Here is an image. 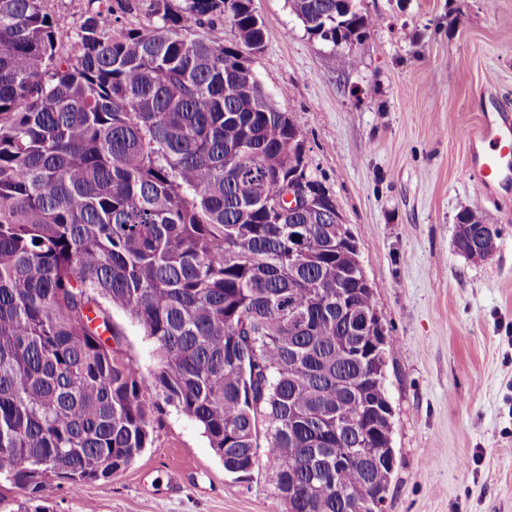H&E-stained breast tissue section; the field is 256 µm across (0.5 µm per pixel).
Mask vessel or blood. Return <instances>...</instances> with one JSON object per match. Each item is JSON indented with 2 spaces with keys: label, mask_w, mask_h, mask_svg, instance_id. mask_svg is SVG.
I'll return each instance as SVG.
<instances>
[{
  "label": "vessel or blood",
  "mask_w": 512,
  "mask_h": 512,
  "mask_svg": "<svg viewBox=\"0 0 512 512\" xmlns=\"http://www.w3.org/2000/svg\"><path fill=\"white\" fill-rule=\"evenodd\" d=\"M477 140L489 144L490 149L472 157L471 178L485 188L512 182V126L484 117Z\"/></svg>",
  "instance_id": "vessel-or-blood-1"
}]
</instances>
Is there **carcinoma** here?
<instances>
[{"label": "carcinoma", "instance_id": "1", "mask_svg": "<svg viewBox=\"0 0 512 512\" xmlns=\"http://www.w3.org/2000/svg\"><path fill=\"white\" fill-rule=\"evenodd\" d=\"M293 9L333 47L376 24L355 0ZM149 11L127 28L99 0L65 29L42 0H0V482L34 500L108 479L173 409L230 472L266 448L287 512H348L393 471L363 436L370 336L336 294L356 256L336 253L335 209L281 205L288 175L312 173L306 137L236 69L270 32L252 0ZM226 15L233 47L203 34ZM497 239L461 224L454 245L489 257ZM115 313L155 344L150 375Z\"/></svg>", "mask_w": 512, "mask_h": 512}]
</instances>
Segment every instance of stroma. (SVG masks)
<instances>
[{
	"label": "stroma",
	"instance_id": "1",
	"mask_svg": "<svg viewBox=\"0 0 512 512\" xmlns=\"http://www.w3.org/2000/svg\"><path fill=\"white\" fill-rule=\"evenodd\" d=\"M253 6L271 36L247 63L304 131L395 342L384 512H512V186L484 196L466 138L488 109L512 122V0H357L376 24L345 71L290 0ZM465 209L499 232L488 259L455 249ZM113 319L127 357L150 371L153 342ZM0 495V512H286L267 457L228 472L197 424L173 412L114 477L75 493L57 480L34 502L8 485Z\"/></svg>",
	"mask_w": 512,
	"mask_h": 512
}]
</instances>
